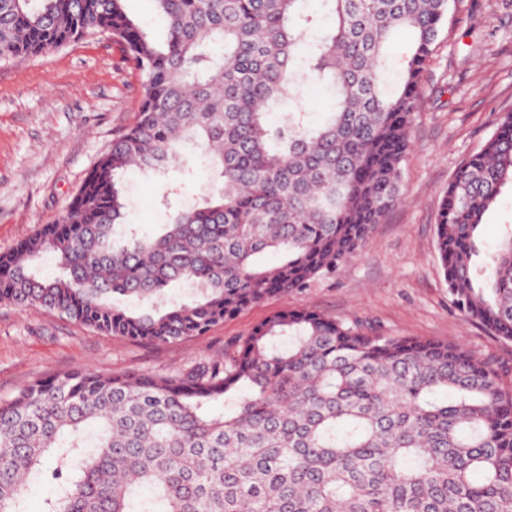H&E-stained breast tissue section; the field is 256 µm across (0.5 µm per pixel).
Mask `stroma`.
<instances>
[{
  "label": "stroma",
  "instance_id": "stroma-1",
  "mask_svg": "<svg viewBox=\"0 0 512 512\" xmlns=\"http://www.w3.org/2000/svg\"><path fill=\"white\" fill-rule=\"evenodd\" d=\"M139 75L106 36L0 63V252L53 223L114 137L135 121ZM512 112V0H450L420 84L400 199L335 274L249 307L206 334L167 344L95 333L38 307L0 304V398L33 378L89 367L100 373L179 371L223 356L227 343L284 307H306L373 331L461 343L512 387V342L465 320L439 261V206L460 163ZM211 183L199 157L166 174L126 173L129 223L161 232L168 211L198 202ZM512 226L504 186L480 227L491 252Z\"/></svg>",
  "mask_w": 512,
  "mask_h": 512
}]
</instances>
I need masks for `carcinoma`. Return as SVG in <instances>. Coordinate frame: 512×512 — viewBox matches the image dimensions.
<instances>
[{"label": "carcinoma", "instance_id": "cac0c4a2", "mask_svg": "<svg viewBox=\"0 0 512 512\" xmlns=\"http://www.w3.org/2000/svg\"><path fill=\"white\" fill-rule=\"evenodd\" d=\"M125 2L0 0V62L103 32L143 87L135 122L62 214L0 253V303L164 344L331 275L362 247L399 200L449 0H152L161 42ZM400 32L410 49L388 91ZM315 86L333 98L318 123L305 101ZM189 143L217 185L160 234L140 233L123 175L163 173ZM507 183L512 112L456 170L436 236L451 302L512 341V233L489 276L474 261ZM46 252L52 279L35 268ZM179 282L194 296L167 301ZM41 482L54 495L40 512H512V390L459 343L286 308L221 360L175 374L76 369L1 399L0 512H28L24 490Z\"/></svg>", "mask_w": 512, "mask_h": 512}]
</instances>
